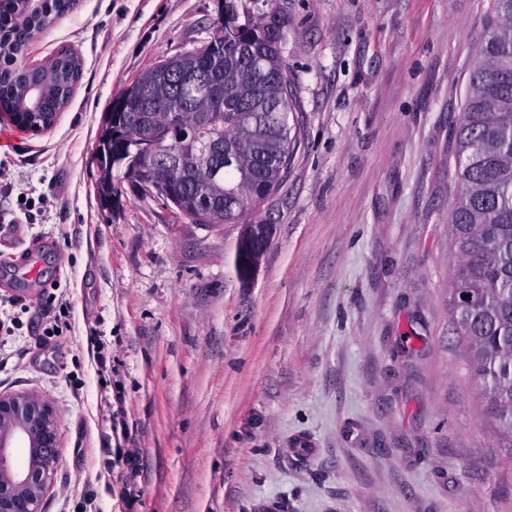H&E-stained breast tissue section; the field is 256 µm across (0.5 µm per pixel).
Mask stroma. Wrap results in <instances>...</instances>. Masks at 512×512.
Here are the masks:
<instances>
[{
	"label": "stroma",
	"instance_id": "stroma-1",
	"mask_svg": "<svg viewBox=\"0 0 512 512\" xmlns=\"http://www.w3.org/2000/svg\"><path fill=\"white\" fill-rule=\"evenodd\" d=\"M490 0H262L287 32L298 144L241 224H198L93 160L113 98L207 41L224 0H73L30 63L77 52L50 130L0 119V392L60 416L42 512H512L448 321L453 129ZM36 243L37 276L13 262ZM312 437L316 453L290 456ZM253 224H244L242 243L236 252V261H244L248 273L258 266L272 239L274 224L267 221H255ZM243 244L246 245L243 249Z\"/></svg>",
	"mask_w": 512,
	"mask_h": 512
}]
</instances>
